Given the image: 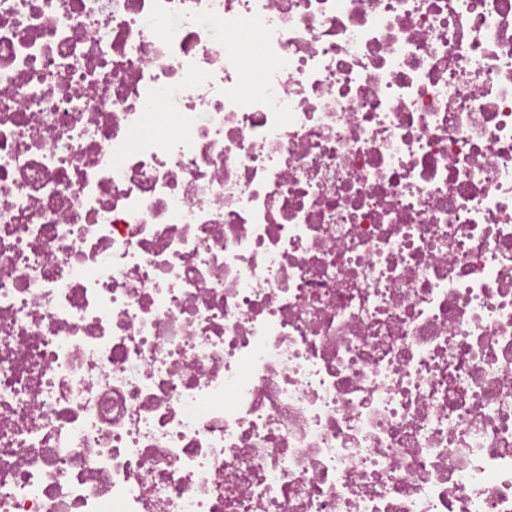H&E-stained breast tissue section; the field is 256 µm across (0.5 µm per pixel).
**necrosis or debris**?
<instances>
[{
    "label": "necrosis or debris",
    "instance_id": "necrosis-or-debris-1",
    "mask_svg": "<svg viewBox=\"0 0 512 512\" xmlns=\"http://www.w3.org/2000/svg\"><path fill=\"white\" fill-rule=\"evenodd\" d=\"M0 512H512V0H0Z\"/></svg>",
    "mask_w": 512,
    "mask_h": 512
}]
</instances>
